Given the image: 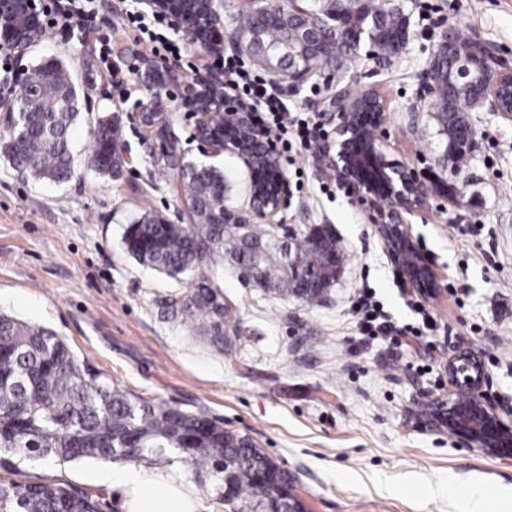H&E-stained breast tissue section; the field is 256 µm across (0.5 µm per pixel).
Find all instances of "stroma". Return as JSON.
I'll list each match as a JSON object with an SVG mask.
<instances>
[{
	"mask_svg": "<svg viewBox=\"0 0 512 512\" xmlns=\"http://www.w3.org/2000/svg\"><path fill=\"white\" fill-rule=\"evenodd\" d=\"M402 5L410 39L395 60L374 58L365 45L346 72L316 75L292 90L272 65L248 53L241 59L300 114L322 112L332 83L353 97L373 87L383 94L387 152L416 170L426 190L404 228L437 275L438 292L425 302L437 323L427 348L355 340L356 289H372L398 325L420 317L366 213L321 170L315 152L279 158L290 195L271 224L297 235L316 227L336 235L347 259L322 304L276 298L228 261L220 285L239 341L220 353L193 336L187 321L161 317L156 302L177 285L132 258L123 233L148 214L179 222L180 208L155 181L156 141L131 124V113L153 102L169 108L187 159L223 172L226 206L247 210L251 173L235 153L197 139L191 112L172 111L202 50L143 14L139 0H85L98 33L111 34L108 46L75 30L46 32L11 50L10 68L0 67L11 102L24 89L21 75L52 57L65 62L80 94L69 182L26 179L0 158V311L53 330L128 395L200 410L248 435L288 470L306 512H459L471 485L512 488V460L455 447L447 430L425 423L427 401L448 393L441 364L461 342L480 353L493 391L512 397V118L470 112L475 145L468 165L454 172L420 82L434 47L451 32L488 43L512 63V0ZM155 57L176 73L160 86L146 84L139 70ZM108 115L118 117L126 150L119 171L104 177L90 154L97 122ZM96 465L80 459L19 469L23 480L74 487L100 497L104 512H121L117 492L89 480Z\"/></svg>",
	"mask_w": 512,
	"mask_h": 512,
	"instance_id": "stroma-1",
	"label": "stroma"
}]
</instances>
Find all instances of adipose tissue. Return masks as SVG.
<instances>
[{"mask_svg":"<svg viewBox=\"0 0 512 512\" xmlns=\"http://www.w3.org/2000/svg\"><path fill=\"white\" fill-rule=\"evenodd\" d=\"M90 478L119 493L122 512H199L196 489L165 480L158 467L103 465Z\"/></svg>","mask_w":512,"mask_h":512,"instance_id":"adipose-tissue-1","label":"adipose tissue"}]
</instances>
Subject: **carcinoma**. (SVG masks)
<instances>
[{"instance_id": "1", "label": "carcinoma", "mask_w": 512, "mask_h": 512, "mask_svg": "<svg viewBox=\"0 0 512 512\" xmlns=\"http://www.w3.org/2000/svg\"><path fill=\"white\" fill-rule=\"evenodd\" d=\"M349 31L365 29L369 43L392 54L406 28L405 20L381 0H348L340 8ZM245 35H259L261 55L286 68L321 71L334 61L337 69L353 64L360 44L342 40L311 47L306 37L309 18L288 8V0H262L243 14ZM433 50V79L439 93L433 118L448 162L464 168L475 129L465 112L473 99L465 91L448 94L456 63L472 41L449 36ZM36 95L32 112H17L0 137V157L35 181L66 182L72 177L70 130L78 116V97L63 64L49 59L25 85L22 96ZM118 121L100 120L94 135L92 166L112 175L121 163ZM155 173L182 203L183 224L146 216L124 234L126 251L139 263L186 284L157 302L173 320L187 317L193 331L219 351L239 339L231 307L217 283L218 261L228 257L248 279L269 293L296 298L309 305L321 302L336 282L344 253L328 230L315 228L305 236H281L256 224L220 223L225 212L224 175L212 166L194 165L171 141L154 159ZM158 448H172L168 461L206 472L216 483L213 500L242 506L240 512H286L299 508L288 473L240 433L224 429L202 412L166 403L131 398L101 379L53 331L23 322L0 311V512H102L99 498L52 481H17V459L70 462H149Z\"/></svg>"}]
</instances>
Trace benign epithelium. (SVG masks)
<instances>
[{
    "label": "benign epithelium",
    "instance_id": "7a95c632",
    "mask_svg": "<svg viewBox=\"0 0 512 512\" xmlns=\"http://www.w3.org/2000/svg\"><path fill=\"white\" fill-rule=\"evenodd\" d=\"M154 13L165 15L172 27L183 33L187 42L207 54L220 46L208 34L220 24L224 0H139ZM42 12L36 0H0V38L21 48L37 41L44 29ZM315 39L333 41L343 35L339 25L310 13ZM474 56L458 61L457 81L465 88L483 84L477 100L478 112L508 113L501 89L512 91V66L480 40L474 41ZM144 72L156 83L173 77L164 61H148ZM181 105L198 116L196 137L220 150L237 153L254 172L249 209L230 211L224 222L255 224L273 218L289 196L288 180L269 148L265 131L251 125L236 112L224 111V75L211 67L187 87ZM329 111L336 113L333 137L324 142L320 153L323 167L332 171L336 182L353 203L364 208L376 233L387 243L390 258L405 288L430 299L435 296L434 264L423 253L406 265L402 257L416 251L412 238L402 228L403 214L425 198L424 183L412 168L388 159L385 136L380 133L383 103L371 90L352 99L335 91ZM135 122L145 125L169 124L167 113L154 105L140 109ZM392 199L394 205L385 207ZM448 396L431 400L427 420L448 428L458 445L476 446L503 459H512V398L495 396L485 372L482 357L468 345L457 346L445 362Z\"/></svg>",
    "mask_w": 512,
    "mask_h": 512
}]
</instances>
